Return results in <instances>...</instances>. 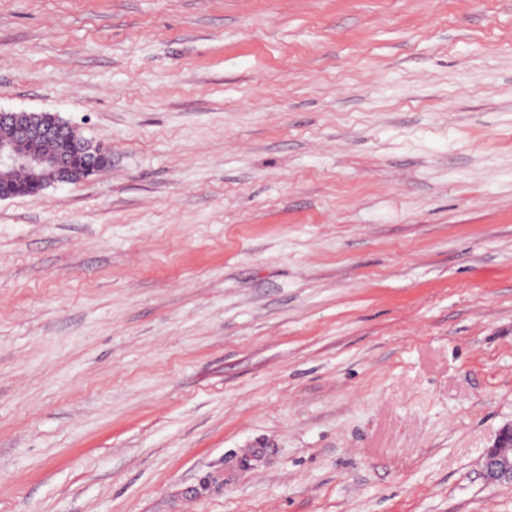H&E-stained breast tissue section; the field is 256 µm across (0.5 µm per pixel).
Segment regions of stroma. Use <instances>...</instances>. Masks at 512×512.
I'll list each match as a JSON object with an SVG mask.
<instances>
[{
  "label": "stroma",
  "mask_w": 512,
  "mask_h": 512,
  "mask_svg": "<svg viewBox=\"0 0 512 512\" xmlns=\"http://www.w3.org/2000/svg\"><path fill=\"white\" fill-rule=\"evenodd\" d=\"M0 512H512V0H0ZM22 112L0 110V129L8 130L0 136V200L12 199L22 194L40 195L49 187L59 184L79 183L91 176L107 160V152L101 148L89 149L72 140L66 125L52 120L26 121ZM8 168V169H4ZM46 172L53 179L45 180ZM485 479L504 489H512V425L503 428L483 459Z\"/></svg>",
  "instance_id": "stroma-1"
}]
</instances>
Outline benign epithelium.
<instances>
[{"label":"benign epithelium","mask_w":512,"mask_h":512,"mask_svg":"<svg viewBox=\"0 0 512 512\" xmlns=\"http://www.w3.org/2000/svg\"><path fill=\"white\" fill-rule=\"evenodd\" d=\"M0 169H22L27 185L0 182V200L22 194L40 195L49 187L79 183L91 176L107 160L103 149H89L72 140L66 125L52 120L26 121L21 113L0 110ZM485 479L504 489H512V425L503 428L483 459Z\"/></svg>","instance_id":"obj_1"}]
</instances>
